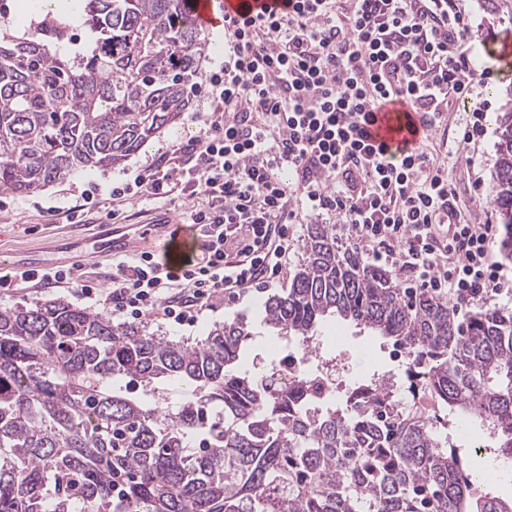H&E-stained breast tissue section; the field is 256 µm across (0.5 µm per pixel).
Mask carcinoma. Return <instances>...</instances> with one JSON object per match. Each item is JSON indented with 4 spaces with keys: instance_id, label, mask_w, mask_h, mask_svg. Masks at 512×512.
Returning a JSON list of instances; mask_svg holds the SVG:
<instances>
[{
    "instance_id": "1",
    "label": "carcinoma",
    "mask_w": 512,
    "mask_h": 512,
    "mask_svg": "<svg viewBox=\"0 0 512 512\" xmlns=\"http://www.w3.org/2000/svg\"><path fill=\"white\" fill-rule=\"evenodd\" d=\"M191 0H75L0 29V193L114 168L176 125L202 75ZM494 205L512 226V101L497 116ZM264 324L302 347L340 317L402 348L423 400L307 406L241 365L242 319L194 344L63 299L0 309V512H512L470 495L464 449L439 438L475 415L512 461V312L462 321L311 224ZM125 386H116L120 381ZM189 387L166 403L169 381Z\"/></svg>"
}]
</instances>
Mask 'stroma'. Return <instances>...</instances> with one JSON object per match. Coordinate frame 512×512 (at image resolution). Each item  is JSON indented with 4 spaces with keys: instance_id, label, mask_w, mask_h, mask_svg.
<instances>
[{
    "instance_id": "stroma-1",
    "label": "stroma",
    "mask_w": 512,
    "mask_h": 512,
    "mask_svg": "<svg viewBox=\"0 0 512 512\" xmlns=\"http://www.w3.org/2000/svg\"><path fill=\"white\" fill-rule=\"evenodd\" d=\"M459 5L473 22L468 46H471L478 61L498 70L490 85H478L472 90L473 103L486 106L490 117L488 134L477 151V164L469 167L461 161L452 170L458 207L462 212L472 214L489 207L495 195L494 177L499 140L495 117L501 112L508 91L512 90V68L501 66L496 57L489 55V42L512 32V25L499 20L489 0H459ZM206 105V99L193 98L188 112L183 113L177 125L150 139L119 168L85 169L38 193L0 194V260H11L18 264L63 266L69 264L77 249L98 245L100 235L111 229L113 223L145 224L150 221L153 212L160 208L186 216L191 211L207 207V197L198 194L179 195L171 200H130L120 205L119 216L113 223L89 217L82 223L72 224L61 214L53 216L46 212L50 206L61 210L73 205L84 192L93 195L96 202H105L114 183L132 178L173 144L194 136L197 128L191 114ZM266 297V292L253 291L243 299L225 301L216 310L204 311L197 323L191 326H179L154 316L142 318L141 323L148 331L168 339L194 342L207 336L215 325L244 316L252 322L256 334L244 351V366H251L253 358L258 355L285 360L289 357V349L279 347L277 336L272 335L262 322L261 311ZM56 298L91 309L105 305L103 297L84 299L68 287L36 288L24 285L12 295L0 294V308L30 306ZM316 340L323 350L340 355L344 365L341 378L346 386H354L365 375L374 372L385 374L397 368L391 358V343L352 324L340 320L324 323L318 329ZM448 436L450 442L457 447L469 449V471H481L487 462L495 458L494 442L483 435L479 420H470L465 428L458 425L449 428Z\"/></svg>"
}]
</instances>
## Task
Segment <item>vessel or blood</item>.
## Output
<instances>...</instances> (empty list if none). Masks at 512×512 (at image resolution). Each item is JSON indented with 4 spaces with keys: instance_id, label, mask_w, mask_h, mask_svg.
I'll return each instance as SVG.
<instances>
[{
    "instance_id": "b4317fda",
    "label": "vessel or blood",
    "mask_w": 512,
    "mask_h": 512,
    "mask_svg": "<svg viewBox=\"0 0 512 512\" xmlns=\"http://www.w3.org/2000/svg\"><path fill=\"white\" fill-rule=\"evenodd\" d=\"M266 8L283 11L287 5L285 0H222L218 5L213 0H194L190 19L197 27L209 31L222 26L224 20L249 19ZM369 133L374 145L385 146L391 151L416 148L428 131L418 114L398 102L377 113ZM182 228L181 217L169 213L164 214L155 231L132 224H116L107 233L104 245L114 254L132 251L151 254L175 271L191 254L182 238Z\"/></svg>"
}]
</instances>
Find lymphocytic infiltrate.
I'll return each mask as SVG.
<instances>
[{
    "instance_id": "obj_1",
    "label": "lymphocytic infiltrate",
    "mask_w": 512,
    "mask_h": 512,
    "mask_svg": "<svg viewBox=\"0 0 512 512\" xmlns=\"http://www.w3.org/2000/svg\"><path fill=\"white\" fill-rule=\"evenodd\" d=\"M257 24H228L234 43L199 91L196 137L115 186L112 202L188 192L207 196L189 216L208 229L200 254L179 272L144 253L113 268V313L194 324L218 301L276 284L288 260V227L326 219L353 251L394 271L404 294L423 289L457 311L512 299V269L497 259L491 220L462 219L450 167L432 141L398 157L369 143V114L405 102L432 128L449 99L468 102L487 70L466 40L472 22L457 0H288ZM290 168L282 177L281 168ZM101 293L93 273L46 267L0 278Z\"/></svg>"
}]
</instances>
